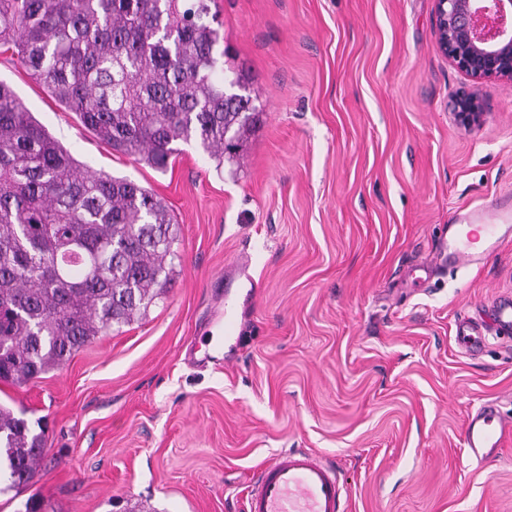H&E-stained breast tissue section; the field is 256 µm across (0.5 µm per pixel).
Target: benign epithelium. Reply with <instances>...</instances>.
Instances as JSON below:
<instances>
[{"label": "benign epithelium", "mask_w": 512, "mask_h": 512, "mask_svg": "<svg viewBox=\"0 0 512 512\" xmlns=\"http://www.w3.org/2000/svg\"><path fill=\"white\" fill-rule=\"evenodd\" d=\"M440 52L473 81L455 100L454 119L465 129L481 124L485 82L512 81V0H434Z\"/></svg>", "instance_id": "1"}]
</instances>
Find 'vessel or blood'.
<instances>
[{
	"label": "vessel or blood",
	"mask_w": 512,
	"mask_h": 512,
	"mask_svg": "<svg viewBox=\"0 0 512 512\" xmlns=\"http://www.w3.org/2000/svg\"><path fill=\"white\" fill-rule=\"evenodd\" d=\"M474 229L469 224L448 227V262L461 267L478 261L471 248ZM455 339L466 351L482 349L486 337L469 318L456 322ZM512 422L504 420L492 405L469 417L464 443L474 456L496 455ZM247 512H348L346 492L332 461L301 448L285 450L266 461L256 472L248 492Z\"/></svg>",
	"instance_id": "vessel-or-blood-1"
}]
</instances>
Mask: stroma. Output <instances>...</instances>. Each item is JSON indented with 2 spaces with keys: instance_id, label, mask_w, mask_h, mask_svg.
I'll return each instance as SVG.
<instances>
[{
  "instance_id": "stroma-1",
  "label": "stroma",
  "mask_w": 512,
  "mask_h": 512,
  "mask_svg": "<svg viewBox=\"0 0 512 512\" xmlns=\"http://www.w3.org/2000/svg\"><path fill=\"white\" fill-rule=\"evenodd\" d=\"M262 122L223 172L181 145L160 172L113 152L11 54L0 80L83 165L163 199L180 260L146 317L0 403L43 423L45 457L0 512H244L284 448L334 459L350 512H512V436L479 462L468 417H512V336L466 354L459 317L512 302V233L474 265L448 226L512 202V81L482 89L437 45L434 0H215ZM241 339L205 359L217 282ZM475 224H449L448 263L455 266H470L480 259L471 248Z\"/></svg>"
}]
</instances>
